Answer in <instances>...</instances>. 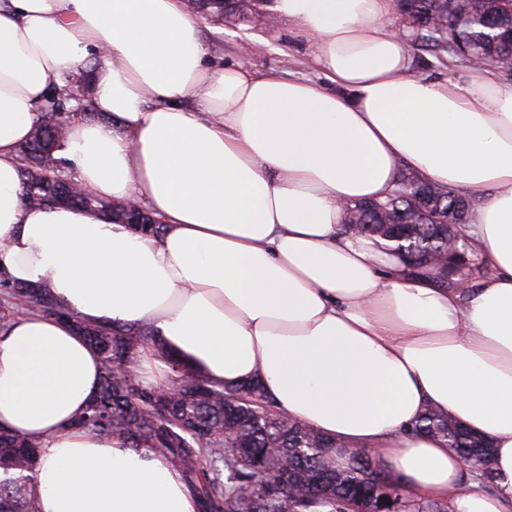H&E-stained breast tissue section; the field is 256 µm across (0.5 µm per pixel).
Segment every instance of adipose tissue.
<instances>
[{"mask_svg": "<svg viewBox=\"0 0 512 512\" xmlns=\"http://www.w3.org/2000/svg\"><path fill=\"white\" fill-rule=\"evenodd\" d=\"M393 0H274L315 45L320 81L208 63L182 0H0V270L51 290L81 322L148 326L146 384L168 357L369 450L409 497L512 512V82L415 76ZM106 123L61 150L98 197L148 207L156 238L97 211L21 199L19 147L50 79L85 68ZM477 191L464 236L487 267L445 289L343 224L382 199L399 163ZM164 352H157V345ZM97 352L37 312L0 329V426L39 440V512H195L159 453L73 429L100 387ZM493 443V485L436 438L425 408Z\"/></svg>", "mask_w": 512, "mask_h": 512, "instance_id": "obj_1", "label": "adipose tissue"}]
</instances>
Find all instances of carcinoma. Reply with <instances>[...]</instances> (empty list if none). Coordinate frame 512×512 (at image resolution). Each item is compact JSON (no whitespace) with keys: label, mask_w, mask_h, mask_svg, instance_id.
Masks as SVG:
<instances>
[{"label":"carcinoma","mask_w":512,"mask_h":512,"mask_svg":"<svg viewBox=\"0 0 512 512\" xmlns=\"http://www.w3.org/2000/svg\"><path fill=\"white\" fill-rule=\"evenodd\" d=\"M199 13L220 23L254 0H192ZM413 24V35L435 56L469 62L482 57L512 76V0H396ZM50 91L38 106L40 121L20 146L23 195L33 206L77 205L108 213L126 224L129 213L118 204L73 191L76 174L57 154L66 127L76 117L100 118L86 75L67 74L50 80ZM405 194L361 201L346 213L347 232L393 244L413 270L431 268L443 286H454L458 273L472 276L476 248L461 234L477 196L458 188L434 185L435 208L451 215L452 224H433L408 194L421 178L400 170ZM0 307L9 314L38 311L61 318L73 315L46 288H32L0 278ZM78 331L97 350L100 388L73 422L103 438H120L131 448L162 454L182 473L197 501V512H354L366 501H378L389 512H448L446 501H418L404 496L401 480L384 462L365 451L341 466L327 453L336 447L300 421L283 417L256 383L228 390L200 377L171 358L170 385L144 384L135 371L137 350L148 339L146 327H100L75 321ZM412 431L431 433L453 450L463 464L479 469L492 482L489 446L461 426L451 414L428 409ZM40 443L0 428V512H38L31 474ZM301 488L294 495L271 490L281 474ZM324 480L319 497L311 481Z\"/></svg>","instance_id":"1"}]
</instances>
